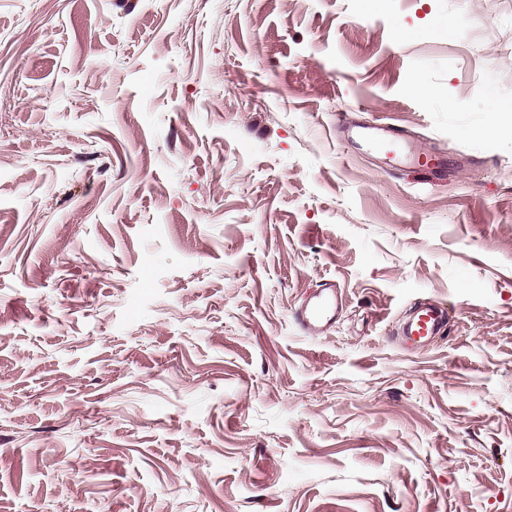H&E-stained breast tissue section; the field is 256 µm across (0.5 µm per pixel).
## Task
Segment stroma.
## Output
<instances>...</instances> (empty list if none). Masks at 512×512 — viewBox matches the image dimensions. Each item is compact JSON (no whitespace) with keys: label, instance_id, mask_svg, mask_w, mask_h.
<instances>
[{"label":"stroma","instance_id":"1","mask_svg":"<svg viewBox=\"0 0 512 512\" xmlns=\"http://www.w3.org/2000/svg\"><path fill=\"white\" fill-rule=\"evenodd\" d=\"M511 123L512 0H0V512H512ZM350 141L377 150L392 168L416 166L430 169L429 155L410 144L392 125L384 122L360 127ZM338 306L336 287L330 285L303 302L295 310L294 319L305 334H317L333 324ZM446 328L443 311L435 305L417 307L402 327V336L418 347L428 346Z\"/></svg>","mask_w":512,"mask_h":512}]
</instances>
